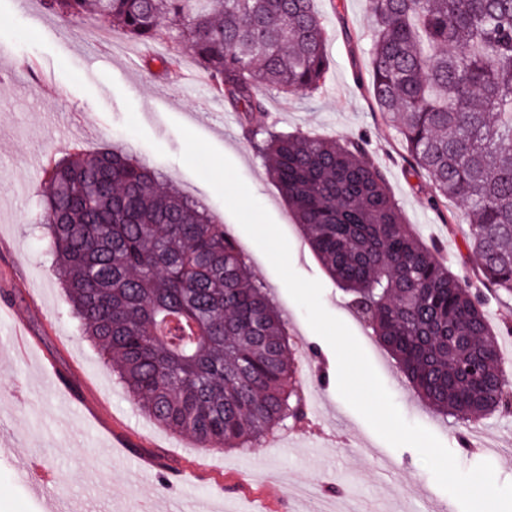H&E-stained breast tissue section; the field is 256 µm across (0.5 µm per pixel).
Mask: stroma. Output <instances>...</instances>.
<instances>
[{"label":"stroma","instance_id":"obj_1","mask_svg":"<svg viewBox=\"0 0 512 512\" xmlns=\"http://www.w3.org/2000/svg\"><path fill=\"white\" fill-rule=\"evenodd\" d=\"M366 2L316 0L332 33L326 80L310 95L268 91L264 121L275 131L339 140L366 137L405 223L438 246V259L453 273L480 289L479 260L466 245V208L457 202L430 205L431 182L412 172L401 141L368 92ZM110 26L100 16L62 23L41 0H0V299H8L14 310L0 318V512H49L50 495L38 491L22 471L14 454L18 448L41 460L56 477L55 492L80 512H159L168 500L191 512L201 502L211 512H336L340 506L430 512L434 504L452 500L415 449L390 446L339 395L333 349L310 328L266 256L214 190L181 161L182 125L234 163L287 237L294 271L321 283L324 308L355 335L404 418L435 434L461 469L488 461L499 482H512V455L471 444L477 430L483 440L497 438L512 446V413L463 422L432 412L349 311L347 295L325 273L267 177L242 114L212 94L205 68L167 34L151 43L119 34L97 38V31ZM163 56L177 57V66L165 70L159 62ZM113 143L125 145L223 224L301 345L307 416L280 430L279 445L263 439L246 448L205 449L190 435L159 427L81 335L41 239L44 168L73 148L90 154ZM17 320L38 340L27 361L19 358L11 334ZM49 361L77 373L111 431L96 432L80 408L62 399L44 368ZM115 429L128 434V447H113ZM133 453L161 459L152 480L131 478ZM176 469L191 470V481L177 483Z\"/></svg>","mask_w":512,"mask_h":512}]
</instances>
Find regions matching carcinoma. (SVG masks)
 I'll list each match as a JSON object with an SVG mask.
<instances>
[{"instance_id":"obj_1","label":"carcinoma","mask_w":512,"mask_h":512,"mask_svg":"<svg viewBox=\"0 0 512 512\" xmlns=\"http://www.w3.org/2000/svg\"><path fill=\"white\" fill-rule=\"evenodd\" d=\"M142 42L177 26L214 92L246 119L327 273L433 411L506 412L481 301L405 224L368 141L279 135L263 92L314 93L329 31L314 0H42ZM370 94L436 202L468 209L481 283L512 298V0H368ZM42 229L83 335L140 410L203 448H246L306 417L299 349L237 242L114 144L44 171Z\"/></svg>"}]
</instances>
